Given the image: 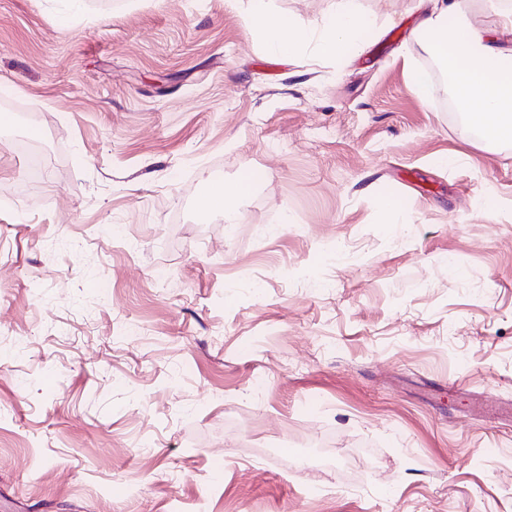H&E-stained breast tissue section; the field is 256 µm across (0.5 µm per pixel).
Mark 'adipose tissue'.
<instances>
[{"label": "adipose tissue", "mask_w": 512, "mask_h": 512, "mask_svg": "<svg viewBox=\"0 0 512 512\" xmlns=\"http://www.w3.org/2000/svg\"><path fill=\"white\" fill-rule=\"evenodd\" d=\"M431 7L416 28L427 52L446 75L452 93L470 124L488 146L512 143V49L503 39L512 37V0H489L497 16L496 25L463 20L464 0H430ZM251 26L268 39L271 49L282 56L305 40L306 34L284 16L266 5L253 6L248 14ZM369 21L359 15L353 0H337L335 11L317 37L322 56L341 57L349 53ZM253 189L249 176L217 186L203 197L204 211L220 210L224 221L236 223L232 200L247 196Z\"/></svg>", "instance_id": "1"}]
</instances>
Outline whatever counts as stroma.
Segmentation results:
<instances>
[{
	"label": "stroma",
	"instance_id": "35a3bbf8",
	"mask_svg": "<svg viewBox=\"0 0 512 512\" xmlns=\"http://www.w3.org/2000/svg\"><path fill=\"white\" fill-rule=\"evenodd\" d=\"M354 5L0 0V512H512V145ZM260 2L261 4L253 6L249 11L250 25L266 36L275 53L285 57L291 55L293 49L307 39V34L284 16L268 9L264 1ZM336 10L324 23L317 37V48L324 57H341L349 53L361 30L369 21L356 12L353 0H336ZM253 189L249 176L243 175L234 182L217 186L209 195L200 201L201 208L206 211H224V221L228 224L237 223L236 213L231 206L233 199L247 196Z\"/></svg>",
	"mask_w": 512,
	"mask_h": 512
}]
</instances>
